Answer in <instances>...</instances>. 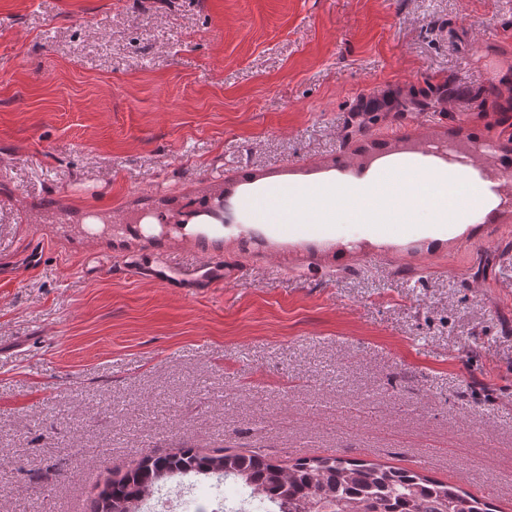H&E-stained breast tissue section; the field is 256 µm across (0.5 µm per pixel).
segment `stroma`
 Masks as SVG:
<instances>
[{"label":"stroma","mask_w":512,"mask_h":512,"mask_svg":"<svg viewBox=\"0 0 512 512\" xmlns=\"http://www.w3.org/2000/svg\"><path fill=\"white\" fill-rule=\"evenodd\" d=\"M508 31L512 0H0V512H88L183 446L372 460L512 512V221L282 239L242 206L258 181L350 185L408 136L511 137ZM446 81L445 111L344 142L360 103ZM227 189L236 224L173 253L222 255L224 288L138 279L160 244L128 236L90 273L88 212Z\"/></svg>","instance_id":"obj_1"}]
</instances>
